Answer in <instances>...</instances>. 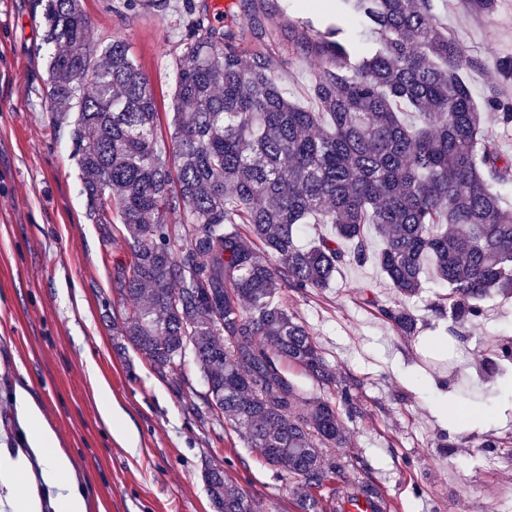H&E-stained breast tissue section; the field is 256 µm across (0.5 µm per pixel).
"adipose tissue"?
Here are the masks:
<instances>
[{"label": "adipose tissue", "mask_w": 512, "mask_h": 512, "mask_svg": "<svg viewBox=\"0 0 512 512\" xmlns=\"http://www.w3.org/2000/svg\"><path fill=\"white\" fill-rule=\"evenodd\" d=\"M26 447L0 449V506L9 512H88L87 494L72 457L57 448L51 430L25 389H18Z\"/></svg>", "instance_id": "adipose-tissue-1"}]
</instances>
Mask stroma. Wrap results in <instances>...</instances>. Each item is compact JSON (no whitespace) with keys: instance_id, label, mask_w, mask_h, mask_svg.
<instances>
[{"instance_id":"stroma-1","label":"stroma","mask_w":512,"mask_h":512,"mask_svg":"<svg viewBox=\"0 0 512 512\" xmlns=\"http://www.w3.org/2000/svg\"><path fill=\"white\" fill-rule=\"evenodd\" d=\"M193 2L167 0L164 11L127 8L125 0H84L95 39L122 36L141 64L160 111H169ZM223 27L245 44L261 43L280 60L291 100L310 108L315 60L291 50L289 22L325 30L329 10L304 0H223ZM446 35L461 49L463 75L477 104L495 89L512 102V0L487 16L466 0H434ZM34 0H0V446L18 447L23 428L15 390L24 387L57 444L67 451L90 496L89 512H213L206 469L223 471L260 512H298L301 479L277 472L249 447L242 426L201 423L191 406L203 384L198 366L177 394L118 334L127 301L112 285L127 262L124 245L105 244L91 224L70 128L48 118V51ZM436 283L405 304L418 332L401 336L369 305L370 293L397 301L371 265L348 266L332 287L286 292L288 310L306 323L350 386L360 415L335 449L340 476L313 489L329 500L346 483L373 484L390 512H512V385L486 376L491 338L512 339V298L496 296L466 329L449 362H430L425 344L446 324L430 304ZM112 395L113 423L102 416L99 386ZM496 418L489 430L449 428L447 408ZM501 439L484 452V436Z\"/></svg>"}]
</instances>
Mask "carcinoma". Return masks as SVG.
<instances>
[{
    "label": "carcinoma",
    "instance_id": "obj_1",
    "mask_svg": "<svg viewBox=\"0 0 512 512\" xmlns=\"http://www.w3.org/2000/svg\"><path fill=\"white\" fill-rule=\"evenodd\" d=\"M38 3L53 46L46 102L55 122L72 123L87 216L130 254L113 274L134 301L119 335L175 383L198 365L202 421L246 425L267 464L321 484L337 469L327 449L358 409L283 292L328 288L350 264H376L405 298L428 276L448 289L431 312L453 335L483 301L512 295L501 193L512 156L482 135L433 0H336L365 49L337 25L312 34L305 22L295 43L318 64L314 110L289 99L272 55L192 20L168 136L127 42L91 40L81 0ZM307 224L332 233L304 247ZM369 303L397 334L417 332L406 306ZM511 367L512 340L500 339L485 373ZM205 482L214 512H257L222 471Z\"/></svg>",
    "mask_w": 512,
    "mask_h": 512
}]
</instances>
